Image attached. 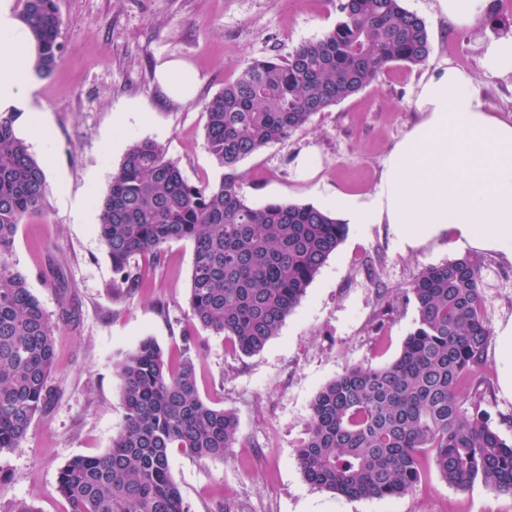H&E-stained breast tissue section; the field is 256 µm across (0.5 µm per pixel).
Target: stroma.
<instances>
[{"label": "stroma", "instance_id": "obj_1", "mask_svg": "<svg viewBox=\"0 0 512 512\" xmlns=\"http://www.w3.org/2000/svg\"><path fill=\"white\" fill-rule=\"evenodd\" d=\"M63 20L61 61L39 80L33 105L48 128V145L28 143L35 160L51 152L46 207L20 224L16 267L49 317L61 274L79 319L56 335L50 385L54 397L33 420L20 450L0 454V512L18 501L37 512H66L57 491L60 469L77 455L111 448L122 419L113 364L144 338L180 359L185 336L196 386L213 406L232 412L238 441L221 459L198 461L172 450L170 472L191 512H512V495L482 483L448 486L431 459L422 461L416 492L352 499L309 484L296 460L310 404L352 365L380 366L399 353L417 311L401 292L422 267L460 257L451 237L403 246L388 224H352L278 336L246 356L221 335L195 325L189 313L191 241L171 243L160 258L134 256L140 287L115 291L118 279L98 233V198L129 146L151 139L193 185L218 179L206 149L203 104L253 59L288 57L321 37L339 16V0H56ZM426 23L431 42L421 65L392 64L368 87L294 130L284 141L240 164L242 192L261 206L288 200L325 207L336 194L365 196L380 185L393 147L420 122L422 83L449 66L472 75L484 107L512 122V71L482 66L487 46L512 36V0L496 7L510 22L452 29L438 0H403ZM179 59L197 71V98L172 103L158 85L159 61ZM140 112H131L132 104ZM317 165L301 175L300 161ZM481 266V293L491 331L512 322V257L470 251ZM481 408L512 439V392L501 381L512 367L498 338L486 350Z\"/></svg>", "mask_w": 512, "mask_h": 512}]
</instances>
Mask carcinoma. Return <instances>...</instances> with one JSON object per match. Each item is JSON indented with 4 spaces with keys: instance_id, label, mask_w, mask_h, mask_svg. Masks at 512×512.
<instances>
[{
    "instance_id": "carcinoma-1",
    "label": "carcinoma",
    "mask_w": 512,
    "mask_h": 512,
    "mask_svg": "<svg viewBox=\"0 0 512 512\" xmlns=\"http://www.w3.org/2000/svg\"><path fill=\"white\" fill-rule=\"evenodd\" d=\"M338 10L322 37L286 59L252 61L205 102L218 182L189 184L162 145L143 139L98 200L99 237L120 286H140L134 256L157 259L171 242L192 241L191 318L245 355L279 335L347 224L311 204H250L240 162L359 93L388 66L420 65L430 55L427 25L403 0H340ZM20 19L38 43L37 71L50 74L61 59L56 0H23ZM14 121L13 113H0V452L22 448L45 411L55 336L74 317L60 275L54 324L10 260L19 225L43 211L48 192ZM480 280V266L467 256L421 269L404 291L418 319L399 355L347 368L312 400L296 450L307 482L351 498L410 494L430 449L449 486L466 490L480 480L512 495V440L491 425L481 399L472 400L470 415L460 400L486 365L491 336ZM193 346L186 338L174 364L145 338L115 364L122 426L105 453L75 456L61 468L67 512H191L170 472L171 450L205 461L224 457L238 440L234 415L198 392Z\"/></svg>"
}]
</instances>
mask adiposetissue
Listing matches in <instances>:
<instances>
[{"instance_id": "obj_1", "label": "adipose tissue", "mask_w": 512, "mask_h": 512, "mask_svg": "<svg viewBox=\"0 0 512 512\" xmlns=\"http://www.w3.org/2000/svg\"><path fill=\"white\" fill-rule=\"evenodd\" d=\"M37 45L13 0H0V112H28L37 87ZM157 79L167 97L192 101L197 73L162 62ZM416 106L423 118L393 148L372 196H337V213L355 224H390L416 248L449 233L455 245L512 249V123L480 102L472 77L448 67L424 82Z\"/></svg>"}]
</instances>
